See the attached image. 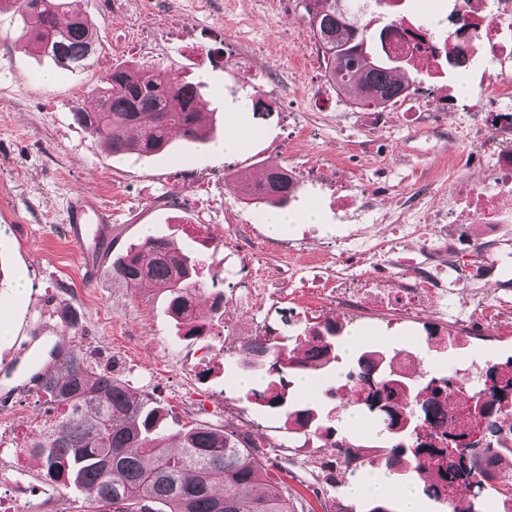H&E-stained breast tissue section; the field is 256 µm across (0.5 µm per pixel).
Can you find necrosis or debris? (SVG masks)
Segmentation results:
<instances>
[{"instance_id": "obj_1", "label": "necrosis or debris", "mask_w": 512, "mask_h": 512, "mask_svg": "<svg viewBox=\"0 0 512 512\" xmlns=\"http://www.w3.org/2000/svg\"><path fill=\"white\" fill-rule=\"evenodd\" d=\"M386 47L408 54L431 69L439 67L442 59L452 58L466 65L481 59L501 71V80L491 89L500 112L493 130L496 141L489 178L468 182L453 192L444 209L429 206L420 191L398 198L396 208L413 211L416 223L392 224L389 234L380 239L372 236L369 225H359L351 234L337 239L335 265L309 278L291 271L278 282L253 287L245 276L262 266L264 252L249 243L251 226L225 232L224 278L201 285L209 295L213 315L191 319L196 335L203 337L211 334L214 316L222 317L225 356L235 357L248 345L253 349L252 360H264L263 348L279 335V318L287 313L285 299L304 293L317 296L337 310L335 316L307 322L306 351L313 355L318 352L317 337L326 331L336 332L349 322L380 315L417 320L431 317L435 326L429 331L430 346H444L452 336L459 345H466L473 333L469 319L448 314V299L461 288L469 289L470 307L492 327L512 329V308L504 300L488 297L482 288L487 265L463 269L457 261L455 243L456 238L467 237L471 224L512 223V0H493L485 9L476 7L475 0H453L447 42L437 44L401 21L390 28ZM418 365L419 359L411 351L401 352L391 362L394 376L388 391L399 416L408 415L413 408L409 387L421 377ZM484 370L485 363L478 357L469 365L453 369L452 390L435 404L421 432L424 441L433 447V455L420 461L391 455L387 458L389 468L411 470L417 463H425L440 495H447L450 462L440 450L447 447L452 436L478 440L474 411L486 389ZM292 426L294 434L318 440V447L299 456L317 474L330 477L337 470L364 465V457L356 452L326 464L322 451L334 444V436L312 430L304 420L293 421ZM503 444L504 451L495 454L473 451L471 463L477 471L494 475L499 506L502 512H512V434L504 438Z\"/></svg>"}]
</instances>
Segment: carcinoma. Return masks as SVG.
Returning a JSON list of instances; mask_svg holds the SVG:
<instances>
[{
    "mask_svg": "<svg viewBox=\"0 0 512 512\" xmlns=\"http://www.w3.org/2000/svg\"><path fill=\"white\" fill-rule=\"evenodd\" d=\"M16 8L23 21L20 35L30 49L68 70L84 69L99 49L94 26L70 10V0H0V7ZM310 29L325 65L326 76L336 88L361 108L395 103L417 91L406 75L409 58L396 63L385 45L389 25L373 38L357 15L363 0H302ZM98 107L78 114L89 134L118 155L151 156L168 149L174 136L201 142L203 117L198 108L200 84L179 82L170 69L151 63L142 67L117 66L94 89ZM298 185L288 169L267 168L264 183L254 188L245 180L243 199L255 205L282 208ZM199 261L170 245L163 236H150L112 264V276L131 287L149 283L169 299V309L180 314L187 302L199 298ZM269 369L278 380L295 371L318 372L325 359L309 364L295 350L268 348ZM451 375L430 374L413 387L416 405L429 417V406ZM47 400L57 414L41 425L40 436L26 451L38 457L49 473L78 488L90 512H295L288 488L268 481L266 469L250 449L242 448L224 431L205 425L175 431L149 407L144 394L111 374L93 370L75 350L59 352L56 370L41 381ZM512 401V380L492 387L481 398L479 414L486 422V451L500 447V417ZM367 408L384 421L383 451L419 457L427 451L414 424L397 427L396 411L384 402L383 389L366 398ZM283 408L287 417L306 414L317 430L334 431L315 410L284 398L267 400ZM178 440L176 447L169 441ZM458 462L454 479L466 487L473 503L466 507L455 498L446 501L448 512H485V476L468 467L465 449L455 447Z\"/></svg>",
    "mask_w": 512,
    "mask_h": 512,
    "instance_id": "1",
    "label": "carcinoma"
}]
</instances>
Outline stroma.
<instances>
[{"label":"stroma","mask_w":512,"mask_h":512,"mask_svg":"<svg viewBox=\"0 0 512 512\" xmlns=\"http://www.w3.org/2000/svg\"><path fill=\"white\" fill-rule=\"evenodd\" d=\"M75 6L96 27L101 49L74 72L31 53L18 39L21 17L0 9V322L9 325L0 332V434L23 451L18 464L32 489L28 512H87L75 488L59 482L42 489L47 472L24 452L49 416L43 394L22 386L11 369L33 336L61 337L62 349L80 351L93 367L124 382L128 366H135L145 377L140 390L167 410L170 425L219 429L221 420L178 406L184 377L163 370L179 351H201L215 366L199 385L202 400L239 401L263 432L286 429L282 409L254 403L238 387L248 372L225 360L222 338L189 336L169 314L164 294L147 284L127 286L108 273L115 258L161 235L220 274L223 251L204 255L185 225H209L220 241L233 225L249 224L254 240L269 247L265 279L278 280L282 270L304 269L307 254L281 256L271 248L275 239L306 237L324 255L356 224H371V213L355 212L363 202L381 212L391 197L422 185L429 203L440 208L452 189L488 176L489 153L475 152L447 130L466 121L489 135L498 110L485 92L498 73L486 62L472 63L463 78L412 67L416 93L381 108L377 123L365 124L357 106L328 81L299 0H76ZM217 34L241 64L208 61L209 40ZM144 61L202 82L210 141L178 139L165 153L135 159L111 154L77 122V108L94 100L102 76ZM417 112L430 113V123L414 121ZM234 117L253 137L243 152L225 157L212 144ZM274 163L298 178L288 212L315 208L319 224H291L274 237L262 215L243 203L241 179ZM78 193L96 196L112 212L110 233L91 258L103 266L93 281L85 276L82 247L65 232L66 202ZM472 235L476 244L461 250L462 266L512 255V223L476 224ZM422 330L421 322L404 317L359 321L346 333L362 335V347L391 354L413 348L436 374L476 356L491 362L512 357L511 333L472 350L436 352L421 339ZM265 467L271 484L288 487L303 512H361V499L345 491L353 472L311 485L302 470H282L270 459Z\"/></svg>","instance_id":"obj_1"}]
</instances>
